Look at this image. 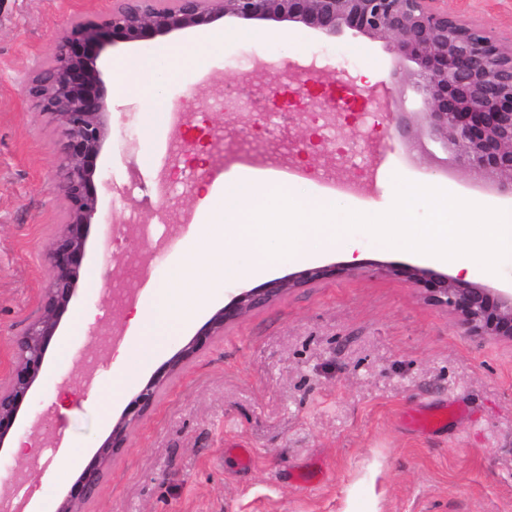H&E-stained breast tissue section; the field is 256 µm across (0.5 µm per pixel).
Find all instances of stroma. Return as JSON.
<instances>
[{
    "label": "stroma",
    "instance_id": "stroma-1",
    "mask_svg": "<svg viewBox=\"0 0 512 512\" xmlns=\"http://www.w3.org/2000/svg\"><path fill=\"white\" fill-rule=\"evenodd\" d=\"M449 13L512 47V0H445ZM112 0H0V384L14 361V340L40 316L49 279L44 256L61 231L68 202L54 188L60 122L40 112L25 85L53 61L56 41L72 21H98ZM224 47L200 76L185 69L162 84L178 103L200 83L213 96L243 87L256 60L288 64L299 79L309 69L350 73L389 90L384 147L372 179L358 194L337 192L340 209L382 213L392 203L393 175L438 182L457 197L512 209V194L462 171L452 152L429 136L421 95L391 76L385 43L349 34L327 39L297 25L275 26L265 41L246 39L249 21L220 20ZM201 28L173 39L106 47L98 61L110 91L109 134L94 182L99 208L90 230L79 288L46 353L45 379L25 401L16 427L38 465L19 486L18 502L36 493L54 500L63 443L93 456L131 397L186 345L219 308L240 292L307 268L352 264L354 274L321 280L251 310L185 360L135 426L84 512H512V341L469 334L456 315L428 303L404 279L379 272L387 264L425 265L417 253L385 246L363 231L336 247H311L301 259H278L262 276L216 285L181 335L146 366L118 360L124 340H137L128 321L112 324L109 285L132 251L153 257L138 272L137 296L167 282L179 265L203 184L222 168L207 164L208 145L190 151L168 199L156 192L165 166L167 123L141 134L150 102L118 94L116 63L198 46ZM410 126L402 135L398 121ZM236 137L274 136L288 124L275 107L246 108ZM422 152H414L413 139ZM447 160V171L428 162ZM171 204L180 220L157 226L154 240L126 237L129 217L152 219ZM130 382L120 396L112 384ZM458 403L462 415L438 431L407 426L410 409ZM45 428L29 438L33 419ZM229 441L254 453L250 468L225 455Z\"/></svg>",
    "mask_w": 512,
    "mask_h": 512
}]
</instances>
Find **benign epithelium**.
Instances as JSON below:
<instances>
[{
  "mask_svg": "<svg viewBox=\"0 0 512 512\" xmlns=\"http://www.w3.org/2000/svg\"><path fill=\"white\" fill-rule=\"evenodd\" d=\"M439 0H112L93 24L76 22L57 41L53 62L27 86L25 95L61 121L58 191L68 201L61 233L45 254L50 270L43 313L15 339L14 363L0 385V447L13 430L23 402L43 380L48 344L79 286L91 224L97 214L95 160L108 134L106 90L98 67L102 50L116 43L148 42L222 18L300 24L326 38L349 33L387 43L394 74L422 93L430 133L470 169L512 192V49L485 31L462 23ZM423 291L428 302L451 308L471 334L512 340V291L503 292L433 268L384 267ZM352 272L348 265L305 269L237 295L178 351L131 399L55 512H81L94 497L112 460L129 444L128 428L154 406L163 382L211 336L291 288ZM33 462L17 458L12 482L29 477Z\"/></svg>",
  "mask_w": 512,
  "mask_h": 512,
  "instance_id": "1",
  "label": "benign epithelium"
}]
</instances>
